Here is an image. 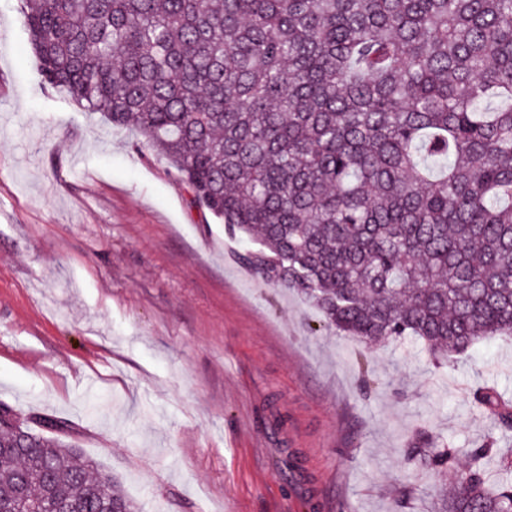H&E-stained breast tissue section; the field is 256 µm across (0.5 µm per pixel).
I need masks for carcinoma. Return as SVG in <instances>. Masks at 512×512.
I'll return each instance as SVG.
<instances>
[{
	"instance_id": "1",
	"label": "carcinoma",
	"mask_w": 512,
	"mask_h": 512,
	"mask_svg": "<svg viewBox=\"0 0 512 512\" xmlns=\"http://www.w3.org/2000/svg\"><path fill=\"white\" fill-rule=\"evenodd\" d=\"M40 82L143 135L242 260L366 349L437 369L512 334V0H26ZM468 448L420 425L430 512H512V399ZM0 509L138 512L73 445L0 408ZM396 488L394 512L414 495Z\"/></svg>"
}]
</instances>
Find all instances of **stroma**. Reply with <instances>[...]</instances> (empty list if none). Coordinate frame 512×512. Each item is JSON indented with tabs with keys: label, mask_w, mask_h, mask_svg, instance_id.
Segmentation results:
<instances>
[{
	"label": "stroma",
	"mask_w": 512,
	"mask_h": 512,
	"mask_svg": "<svg viewBox=\"0 0 512 512\" xmlns=\"http://www.w3.org/2000/svg\"><path fill=\"white\" fill-rule=\"evenodd\" d=\"M22 9L0 0V404L65 421L139 512H391L412 429L487 434L467 392L512 397V336L447 372L327 330L167 160L40 83Z\"/></svg>",
	"instance_id": "1"
}]
</instances>
